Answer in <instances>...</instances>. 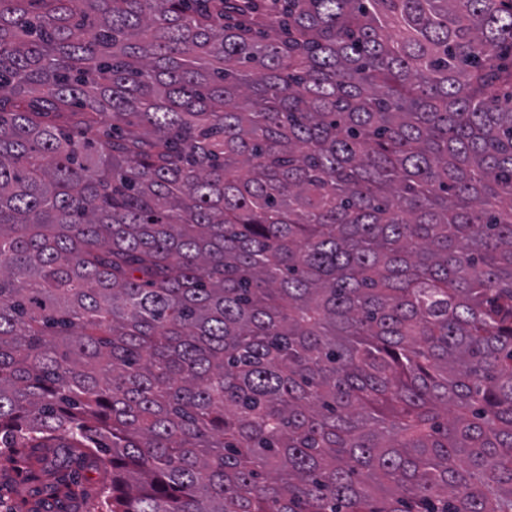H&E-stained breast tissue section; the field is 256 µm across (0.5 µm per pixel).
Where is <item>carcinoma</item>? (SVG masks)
Returning a JSON list of instances; mask_svg holds the SVG:
<instances>
[{
  "instance_id": "obj_1",
  "label": "carcinoma",
  "mask_w": 512,
  "mask_h": 512,
  "mask_svg": "<svg viewBox=\"0 0 512 512\" xmlns=\"http://www.w3.org/2000/svg\"><path fill=\"white\" fill-rule=\"evenodd\" d=\"M512 0H0V447L97 512H512Z\"/></svg>"
}]
</instances>
